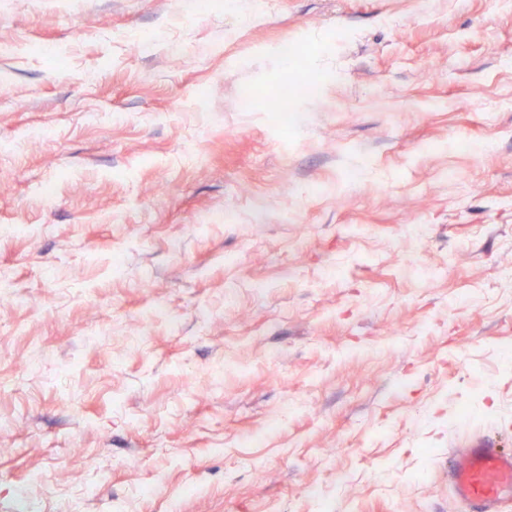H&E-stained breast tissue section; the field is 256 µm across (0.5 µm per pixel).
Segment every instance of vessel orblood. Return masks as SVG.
Wrapping results in <instances>:
<instances>
[{
	"mask_svg": "<svg viewBox=\"0 0 512 512\" xmlns=\"http://www.w3.org/2000/svg\"><path fill=\"white\" fill-rule=\"evenodd\" d=\"M448 483L467 512H507L512 507V451L487 435H466L448 451Z\"/></svg>",
	"mask_w": 512,
	"mask_h": 512,
	"instance_id": "vessel-or-blood-1",
	"label": "vessel or blood"
}]
</instances>
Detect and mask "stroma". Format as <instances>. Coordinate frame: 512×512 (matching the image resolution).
<instances>
[{"label": "stroma", "mask_w": 512, "mask_h": 512, "mask_svg": "<svg viewBox=\"0 0 512 512\" xmlns=\"http://www.w3.org/2000/svg\"><path fill=\"white\" fill-rule=\"evenodd\" d=\"M1 41L0 512H464L476 374L512 450V9L0 0ZM317 85L314 82H304L299 85L285 86L282 89V111L278 119L282 123L288 124L291 121H297V114L293 110V105L301 96L312 94Z\"/></svg>", "instance_id": "obj_1"}]
</instances>
